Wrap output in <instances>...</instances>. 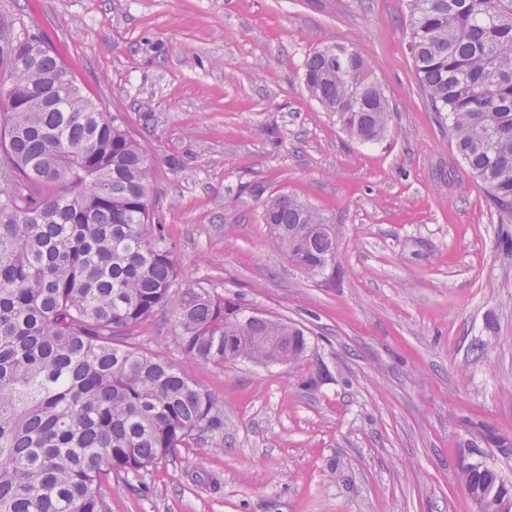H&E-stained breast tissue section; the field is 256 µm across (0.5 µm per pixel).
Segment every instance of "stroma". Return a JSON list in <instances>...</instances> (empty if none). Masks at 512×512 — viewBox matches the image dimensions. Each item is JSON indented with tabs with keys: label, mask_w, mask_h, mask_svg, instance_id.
Wrapping results in <instances>:
<instances>
[{
	"label": "stroma",
	"mask_w": 512,
	"mask_h": 512,
	"mask_svg": "<svg viewBox=\"0 0 512 512\" xmlns=\"http://www.w3.org/2000/svg\"><path fill=\"white\" fill-rule=\"evenodd\" d=\"M155 159L154 224L193 286L299 324L294 363H185L171 316L134 341L224 404L223 435L100 491L111 512H475L459 465L512 479V222L432 112L406 0H0ZM340 44L391 109L375 145L310 96ZM293 195L338 234L336 274L261 220Z\"/></svg>",
	"instance_id": "35a3bbf8"
}]
</instances>
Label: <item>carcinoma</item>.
<instances>
[{
    "label": "carcinoma",
    "instance_id": "cac0c4a2",
    "mask_svg": "<svg viewBox=\"0 0 512 512\" xmlns=\"http://www.w3.org/2000/svg\"><path fill=\"white\" fill-rule=\"evenodd\" d=\"M409 51L433 111L501 217L512 216V0H407ZM0 39V512H110V474H136L179 447L224 434V406L134 329L174 317L189 362L289 364L304 329L204 288L173 289L174 245L152 233L154 159L118 113L77 82L42 102L70 69L21 17ZM37 43L34 59L14 56ZM307 89L361 142L387 133V100L367 62L326 45L304 63ZM267 224L310 277L336 275V227L295 197L266 200ZM465 492L512 483L492 466L460 469Z\"/></svg>",
    "mask_w": 512,
    "mask_h": 512
}]
</instances>
